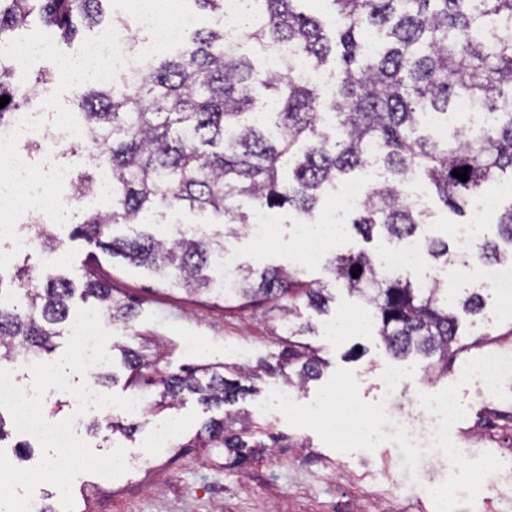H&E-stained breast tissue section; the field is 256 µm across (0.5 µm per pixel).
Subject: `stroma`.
Instances as JSON below:
<instances>
[{"label": "stroma", "instance_id": "obj_1", "mask_svg": "<svg viewBox=\"0 0 512 512\" xmlns=\"http://www.w3.org/2000/svg\"><path fill=\"white\" fill-rule=\"evenodd\" d=\"M98 32V27H84L72 43L55 40L44 53L14 61L12 82L34 88L35 95L26 108L43 113L45 125L74 113L73 91L86 80L73 74L68 65ZM40 73L48 74L47 83H35ZM56 162L68 164L77 177L94 172L90 150L84 146L65 151L43 144L32 152L38 175H45ZM86 215V209L76 205L56 223L61 244L52 257L37 248L11 255L8 239L1 237L0 278L11 281L18 270L26 269L41 280L62 274L79 286L86 267L94 266L101 278L111 281L122 296L136 304L132 328L106 316L101 319L111 334L116 375L124 373L120 349L125 346L147 354L161 353L171 372L222 365L225 378L239 381L247 392L212 411L205 410L194 396H186L178 407L150 417L126 435L103 425L83 428L82 438L95 453L106 454L121 446L128 454L145 455L146 466L115 478L78 475L72 484L75 512H370L367 495L356 489L358 478L367 464L387 460L392 466L379 480L382 489L403 488L395 500V512H448L451 490L464 487L484 471L486 451L482 448L462 442L450 451L346 441L327 430L321 420L335 410L385 397L384 373L388 370L405 377L403 389L396 393L404 418L413 415L410 399L415 393L438 398L450 388L462 403L457 428L466 435H477L487 422L508 417L512 414V389L493 398L477 396L472 385L462 379L461 370L486 346L496 344L512 352V304L486 294L482 315L461 320V353L447 372L430 373L423 357L401 359L385 351L372 326L337 337L325 333V325L343 321L358 300L336 286L322 261L304 255L293 212L283 209L274 213L273 221L281 232L270 245H257L242 234L229 238L227 244L253 268L282 265L296 271L302 282L326 286L333 297L326 314L308 307L305 298L296 302L299 322L312 326L302 336L285 330L283 300L239 305L214 294H189L170 280L72 238V229ZM317 220L344 227L331 252L364 249L381 255L391 249L383 238L367 243L347 230L350 216L339 212L335 202L324 203ZM309 356L319 360L320 374L301 385L296 372ZM278 387L295 390L292 408L284 410L274 404L273 391ZM260 404L267 410L258 415L254 409ZM212 417L223 418L225 435L238 437L239 448L194 447L197 432ZM173 418L180 424L177 445L152 447L155 427Z\"/></svg>", "mask_w": 512, "mask_h": 512}]
</instances>
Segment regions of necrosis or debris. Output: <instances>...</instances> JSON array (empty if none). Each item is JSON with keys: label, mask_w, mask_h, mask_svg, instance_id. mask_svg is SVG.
Returning a JSON list of instances; mask_svg holds the SVG:
<instances>
[{"label": "necrosis or debris", "mask_w": 512, "mask_h": 512, "mask_svg": "<svg viewBox=\"0 0 512 512\" xmlns=\"http://www.w3.org/2000/svg\"><path fill=\"white\" fill-rule=\"evenodd\" d=\"M122 9L130 14L134 29L100 32L88 41L77 57L82 74L105 84L140 82L148 72L159 49L182 42V24L161 21L147 0H121ZM39 134L46 135L58 145H83L87 137L83 125L61 118L51 127H43L39 113H18L14 123L0 126V223L17 224L18 212L13 200L19 188L29 190L31 211L42 223H53L57 212L42 204V194L34 188L32 158L27 141ZM383 272L408 267L422 271L420 287L433 282L431 271L424 268V249L420 242L405 240L380 261ZM466 380L473 382L475 392L491 397L504 383L512 382V355L496 347L485 349L463 371ZM418 427L399 430L393 437L402 448H444L448 445V432L456 423L457 406L454 394L432 399L417 396L412 402Z\"/></svg>", "instance_id": "1"}]
</instances>
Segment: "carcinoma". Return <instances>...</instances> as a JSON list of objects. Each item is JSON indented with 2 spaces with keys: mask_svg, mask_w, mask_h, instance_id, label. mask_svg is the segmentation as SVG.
<instances>
[{
  "mask_svg": "<svg viewBox=\"0 0 512 512\" xmlns=\"http://www.w3.org/2000/svg\"><path fill=\"white\" fill-rule=\"evenodd\" d=\"M102 2L0 0V44L33 17L72 41L80 26L102 21ZM301 2L248 0L243 12L250 22L238 27L237 43L266 50L283 42L316 68L334 59V83L325 96L300 75L259 70L240 52L225 51L222 28L197 32L181 53L154 59L137 85L75 90L90 140H105L91 159L112 171V211L92 213L72 236L186 291L209 292L224 239L250 223L243 203L267 211L287 207L309 220L326 189L363 169L375 149L385 176L351 212L357 235L367 242L376 234L395 243L419 238L447 267L472 258L512 264V202L498 216L499 238L486 236L465 248L429 235L427 213L408 202L406 192L409 178L422 175L446 211L464 217L488 185L505 174L512 181V0H328V21L300 11ZM372 29L385 42L370 50ZM12 72L0 64V98L9 97L0 107V125L23 108ZM460 97L484 113L473 134L455 111ZM285 166L291 175L283 179ZM465 167L467 181L452 176ZM159 204L209 210L224 228L182 233L172 243L146 224L116 233L119 222L139 221ZM34 237L45 251L60 245L50 224L38 225ZM327 270L371 309L386 351L397 358L434 356L429 370L448 366L457 352L458 313L475 316L485 305L482 289L469 283L450 301L438 280L420 288L396 274L382 277L378 259L365 251L335 254ZM17 279L20 289L4 287L0 277V361L22 351L34 358L52 352L76 291L63 275L35 283L24 270ZM298 287L282 266L256 272L241 264L235 285L218 293L226 302L252 303L291 299ZM81 295L116 323L127 327L136 317L134 304L112 294V285L90 269ZM305 297L318 312L330 301L321 285L308 287ZM120 351L125 386L158 393L141 407L144 418L173 407L185 392L210 410L241 391L218 371L166 373L158 354L150 359L132 348ZM202 432L203 448L240 447L224 437L222 419H208Z\"/></svg>",
  "mask_w": 512,
  "mask_h": 512,
  "instance_id": "1",
  "label": "carcinoma"
}]
</instances>
